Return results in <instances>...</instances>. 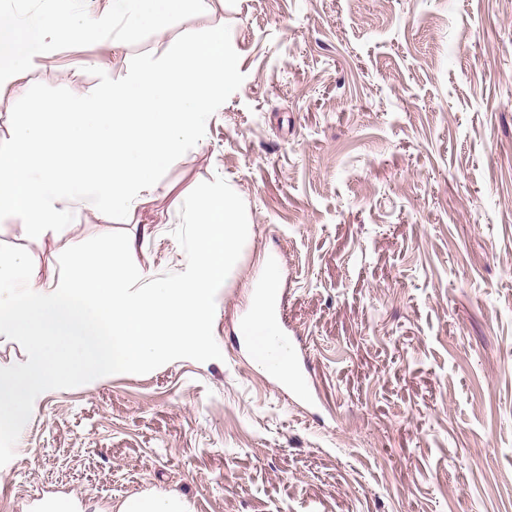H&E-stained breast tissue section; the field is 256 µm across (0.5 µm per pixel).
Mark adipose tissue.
Masks as SVG:
<instances>
[{"mask_svg": "<svg viewBox=\"0 0 512 512\" xmlns=\"http://www.w3.org/2000/svg\"><path fill=\"white\" fill-rule=\"evenodd\" d=\"M208 4L209 0H112L111 10L50 13L29 30L12 14L0 12V86L19 85L27 72L40 66L57 36L79 41L110 31L117 48L144 28L165 36L174 13L202 10Z\"/></svg>", "mask_w": 512, "mask_h": 512, "instance_id": "adipose-tissue-1", "label": "adipose tissue"}]
</instances>
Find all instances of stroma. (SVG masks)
<instances>
[{
    "label": "stroma",
    "instance_id": "obj_1",
    "mask_svg": "<svg viewBox=\"0 0 512 512\" xmlns=\"http://www.w3.org/2000/svg\"><path fill=\"white\" fill-rule=\"evenodd\" d=\"M109 0H0L22 25ZM229 26L245 79L133 222L79 208L33 240L42 279L102 231L136 267L182 269L187 195L222 177L248 237L219 288L218 360L45 396L0 471V512L64 496L107 512L175 491L190 512H512V0H211L166 36L56 40L23 86L121 77L140 53ZM22 88H0V137ZM149 235H142V228ZM276 269L307 347V407L262 349L252 297Z\"/></svg>",
    "mask_w": 512,
    "mask_h": 512
}]
</instances>
